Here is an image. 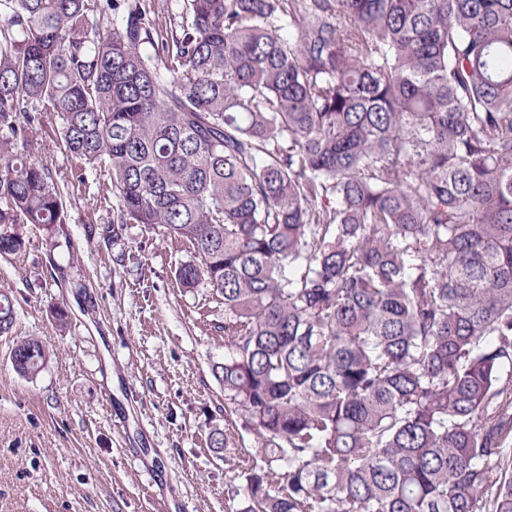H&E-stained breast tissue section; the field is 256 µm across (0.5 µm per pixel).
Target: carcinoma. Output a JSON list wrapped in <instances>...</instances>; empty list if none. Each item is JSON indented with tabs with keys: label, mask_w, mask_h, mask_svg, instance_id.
I'll return each instance as SVG.
<instances>
[{
	"label": "carcinoma",
	"mask_w": 512,
	"mask_h": 512,
	"mask_svg": "<svg viewBox=\"0 0 512 512\" xmlns=\"http://www.w3.org/2000/svg\"><path fill=\"white\" fill-rule=\"evenodd\" d=\"M0 1V136L57 113L105 235L188 241L180 285L224 299L243 512H512V0H185L173 35L149 0ZM63 220L1 156L0 254Z\"/></svg>",
	"instance_id": "obj_1"
}]
</instances>
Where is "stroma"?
Here are the masks:
<instances>
[{
    "label": "stroma",
    "mask_w": 512,
    "mask_h": 512,
    "mask_svg": "<svg viewBox=\"0 0 512 512\" xmlns=\"http://www.w3.org/2000/svg\"><path fill=\"white\" fill-rule=\"evenodd\" d=\"M59 125L45 112L0 142L47 168L65 197L64 223L18 225L23 247L0 255V294L16 312L0 335V512H240L245 462L260 453L213 376L224 302L177 281L196 257L189 243L141 224L104 236L118 206L108 171L82 168ZM21 338L48 352L37 376L11 364ZM217 429L231 447L211 448Z\"/></svg>",
    "instance_id": "obj_1"
}]
</instances>
